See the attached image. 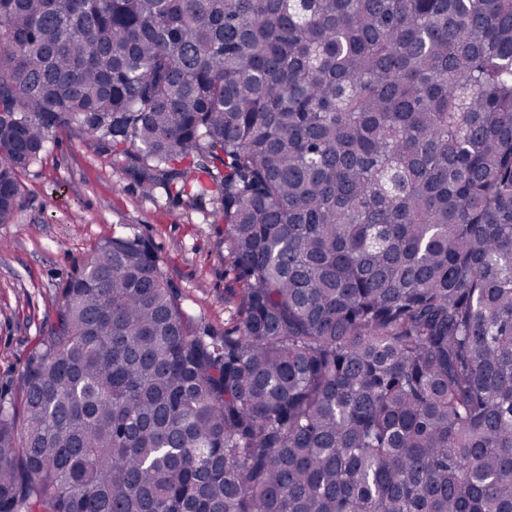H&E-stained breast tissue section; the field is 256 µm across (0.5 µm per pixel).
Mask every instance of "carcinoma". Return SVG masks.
<instances>
[{
  "label": "carcinoma",
  "instance_id": "carcinoma-1",
  "mask_svg": "<svg viewBox=\"0 0 512 512\" xmlns=\"http://www.w3.org/2000/svg\"><path fill=\"white\" fill-rule=\"evenodd\" d=\"M74 125L214 185L235 325L99 245L0 512H512V0H0V224Z\"/></svg>",
  "mask_w": 512,
  "mask_h": 512
}]
</instances>
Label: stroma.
Returning <instances> with one entry per match:
<instances>
[{"label":"stroma","instance_id":"obj_1","mask_svg":"<svg viewBox=\"0 0 512 512\" xmlns=\"http://www.w3.org/2000/svg\"><path fill=\"white\" fill-rule=\"evenodd\" d=\"M15 220L0 224V394L18 390L29 353L48 336L57 291L115 235L149 241L194 320L215 334L233 324L237 284L216 197L170 199L112 164V147L81 129L56 133L21 175Z\"/></svg>","mask_w":512,"mask_h":512}]
</instances>
